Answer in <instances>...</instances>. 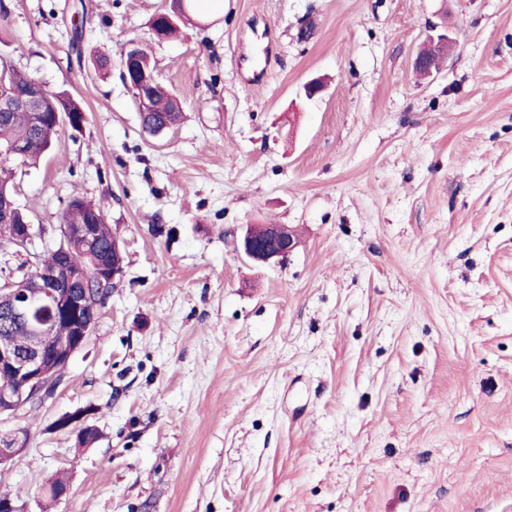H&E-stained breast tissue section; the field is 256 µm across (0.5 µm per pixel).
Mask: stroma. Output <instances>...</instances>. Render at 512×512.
Masks as SVG:
<instances>
[{
  "label": "stroma",
  "mask_w": 512,
  "mask_h": 512,
  "mask_svg": "<svg viewBox=\"0 0 512 512\" xmlns=\"http://www.w3.org/2000/svg\"><path fill=\"white\" fill-rule=\"evenodd\" d=\"M4 2L19 67L85 112L17 199L53 241L70 199L101 206L125 273L58 388L0 421L29 438L0 489L25 512H512V0H224L165 40L173 0ZM433 27L453 45L421 79ZM133 40L181 106L159 136L121 79ZM250 224L300 245L252 264ZM89 406L81 447L56 422Z\"/></svg>",
  "instance_id": "35a3bbf8"
}]
</instances>
